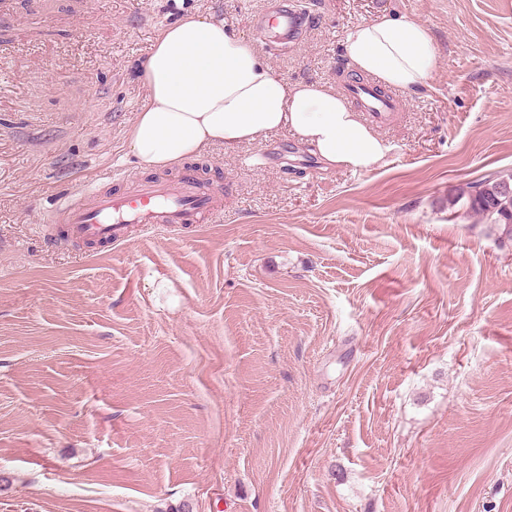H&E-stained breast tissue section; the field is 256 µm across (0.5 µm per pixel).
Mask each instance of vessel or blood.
<instances>
[{
	"mask_svg": "<svg viewBox=\"0 0 512 512\" xmlns=\"http://www.w3.org/2000/svg\"><path fill=\"white\" fill-rule=\"evenodd\" d=\"M310 24V16L298 9L293 0H270L255 19V31L259 41L282 51L297 44ZM345 94L376 122L385 120L398 108L396 96L382 92L367 80L348 85ZM223 211V186L186 168L177 178L143 181L128 193L94 189L86 197L71 198L49 211L44 236L51 240L60 233L77 243L120 245L127 241L134 224L193 225Z\"/></svg>",
	"mask_w": 512,
	"mask_h": 512,
	"instance_id": "obj_1",
	"label": "vessel or blood"
}]
</instances>
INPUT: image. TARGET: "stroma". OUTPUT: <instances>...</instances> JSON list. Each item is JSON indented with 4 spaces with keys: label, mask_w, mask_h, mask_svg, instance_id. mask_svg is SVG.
<instances>
[{
    "label": "stroma",
    "mask_w": 512,
    "mask_h": 512,
    "mask_svg": "<svg viewBox=\"0 0 512 512\" xmlns=\"http://www.w3.org/2000/svg\"><path fill=\"white\" fill-rule=\"evenodd\" d=\"M263 55L343 90L347 30H430L369 172L288 130L195 157L224 212L45 243L68 194L175 177L128 134L159 31L256 43L267 0H24L0 17V512H512V236L470 212L512 173V0H296ZM311 18L291 0H271L266 10L255 19L259 41L270 49L286 50L297 44L309 28Z\"/></svg>",
    "instance_id": "stroma-1"
}]
</instances>
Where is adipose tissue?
Returning a JSON list of instances; mask_svg holds the SVG:
<instances>
[{"label": "adipose tissue", "mask_w": 512, "mask_h": 512, "mask_svg": "<svg viewBox=\"0 0 512 512\" xmlns=\"http://www.w3.org/2000/svg\"><path fill=\"white\" fill-rule=\"evenodd\" d=\"M343 52L355 72L409 91L423 88L436 64L431 33L414 17L360 23L347 32ZM139 77L145 100L129 145L145 169L177 165L215 143L231 150L284 127L329 168L370 171L392 150L340 94L284 81L220 21L189 15L160 30Z\"/></svg>", "instance_id": "1"}]
</instances>
